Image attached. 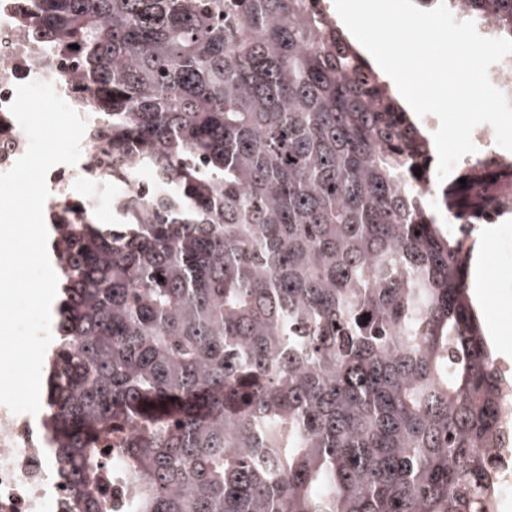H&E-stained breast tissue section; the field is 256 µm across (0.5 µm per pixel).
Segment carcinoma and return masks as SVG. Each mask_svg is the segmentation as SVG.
Wrapping results in <instances>:
<instances>
[{
	"label": "carcinoma",
	"mask_w": 512,
	"mask_h": 512,
	"mask_svg": "<svg viewBox=\"0 0 512 512\" xmlns=\"http://www.w3.org/2000/svg\"><path fill=\"white\" fill-rule=\"evenodd\" d=\"M469 2L512 39V0ZM30 5L112 175L160 179L119 224L63 225L45 390L71 512H493L512 375L456 259L475 239L343 28L308 0Z\"/></svg>",
	"instance_id": "1"
}]
</instances>
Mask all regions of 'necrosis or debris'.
<instances>
[{"label":"necrosis or debris","mask_w":512,"mask_h":512,"mask_svg":"<svg viewBox=\"0 0 512 512\" xmlns=\"http://www.w3.org/2000/svg\"><path fill=\"white\" fill-rule=\"evenodd\" d=\"M25 10L21 0H0V173L14 165L28 147V137L8 109L17 85L52 83L65 101L81 99L85 124L99 121L84 82L73 76L65 56L32 38L19 25ZM475 153L463 157L447 178L430 171L425 190L433 201L454 192L452 215L470 224H501L512 216V151L498 146L492 130L473 133ZM45 210L50 223L80 220L98 200L122 197L129 191L154 194L155 176L131 167L122 180L102 179L98 152L83 138L81 156L73 165L60 164L47 175ZM69 484L55 470L42 414L13 413L0 404V512H68Z\"/></svg>","instance_id":"necrosis-or-debris-1"}]
</instances>
